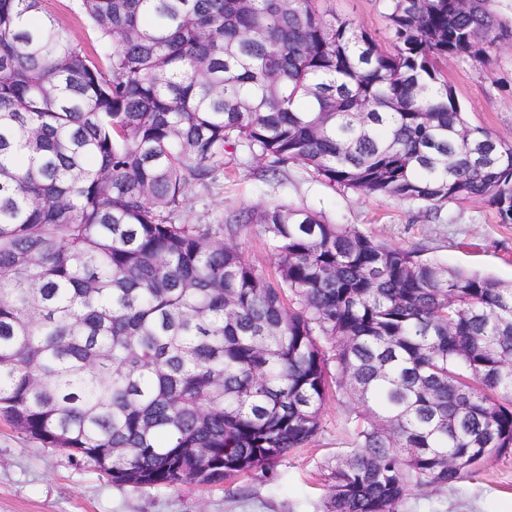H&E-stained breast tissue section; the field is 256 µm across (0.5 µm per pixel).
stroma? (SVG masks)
Instances as JSON below:
<instances>
[{"label": "stroma", "mask_w": 512, "mask_h": 512, "mask_svg": "<svg viewBox=\"0 0 512 512\" xmlns=\"http://www.w3.org/2000/svg\"><path fill=\"white\" fill-rule=\"evenodd\" d=\"M323 7L390 45L387 0H325ZM41 14L65 28L73 45L103 57L104 48L79 0H41ZM445 73L469 122L512 143V48L493 52L486 65L450 60ZM269 203L309 208L329 223L352 225L375 241L512 281V224L501 223L485 202L452 203L429 212L415 202L331 185L299 165L275 174L241 152L227 162L215 184L191 186L183 217L190 224H216L230 211ZM235 241L246 260L273 273L274 256L261 225H243ZM355 407L347 397L329 395L319 433L272 468L254 470L230 484L175 489L112 483L0 418V512H323L325 466L349 450ZM404 512H512V455L487 464L455 487L411 490Z\"/></svg>", "instance_id": "obj_1"}]
</instances>
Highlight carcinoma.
I'll use <instances>...</instances> for the list:
<instances>
[{
	"label": "carcinoma",
	"mask_w": 512,
	"mask_h": 512,
	"mask_svg": "<svg viewBox=\"0 0 512 512\" xmlns=\"http://www.w3.org/2000/svg\"><path fill=\"white\" fill-rule=\"evenodd\" d=\"M388 2L389 50L322 0H81L98 62L40 0H0L1 417L115 484L207 487L309 443L333 363L360 411L326 512H401L512 453V284L286 204L183 221L244 149L512 224V143L439 67L512 28L494 0ZM233 241L252 265L269 275L274 273V256L260 224H243Z\"/></svg>",
	"instance_id": "1"
}]
</instances>
